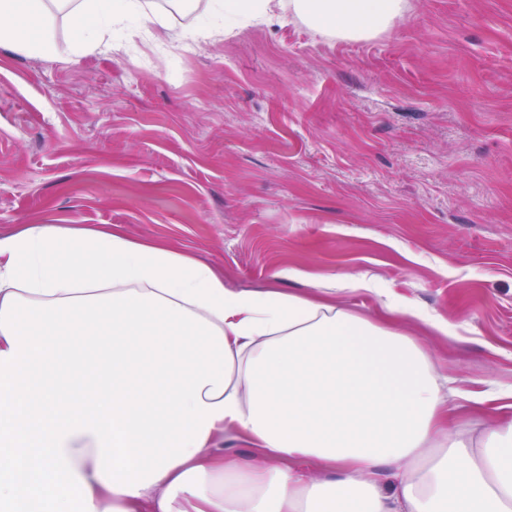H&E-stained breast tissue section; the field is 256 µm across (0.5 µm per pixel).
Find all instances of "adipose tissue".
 <instances>
[{
    "mask_svg": "<svg viewBox=\"0 0 512 512\" xmlns=\"http://www.w3.org/2000/svg\"><path fill=\"white\" fill-rule=\"evenodd\" d=\"M76 33L156 19L148 0H62ZM274 0H212L200 30L266 23ZM363 40L407 0H288ZM41 0H0V45L49 55ZM234 291L209 264L121 232L28 224L0 237V512L42 487L51 512H512V422L463 398L389 300ZM253 450L244 461L225 445Z\"/></svg>",
    "mask_w": 512,
    "mask_h": 512,
    "instance_id": "adipose-tissue-1",
    "label": "adipose tissue"
}]
</instances>
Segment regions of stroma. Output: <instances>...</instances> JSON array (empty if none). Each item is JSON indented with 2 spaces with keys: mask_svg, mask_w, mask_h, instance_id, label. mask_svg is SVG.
I'll list each match as a JSON object with an SVG mask.
<instances>
[{
  "mask_svg": "<svg viewBox=\"0 0 512 512\" xmlns=\"http://www.w3.org/2000/svg\"><path fill=\"white\" fill-rule=\"evenodd\" d=\"M53 55L0 48V236L72 224L161 240L233 290L344 273L448 320L405 331L492 419L512 386V0H408L344 41L288 16L190 50L131 21Z\"/></svg>",
  "mask_w": 512,
  "mask_h": 512,
  "instance_id": "1",
  "label": "stroma"
}]
</instances>
